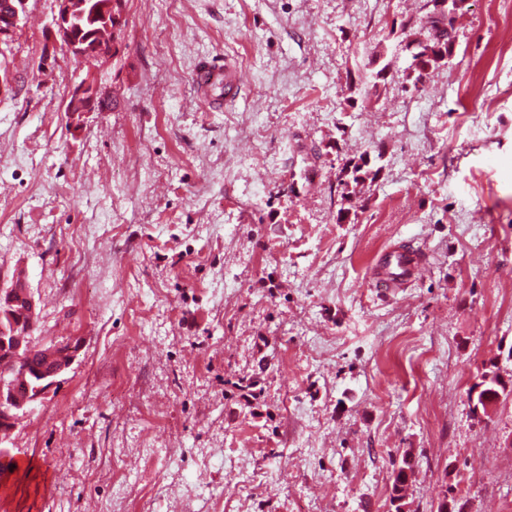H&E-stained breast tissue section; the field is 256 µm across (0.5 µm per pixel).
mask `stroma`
<instances>
[{
    "mask_svg": "<svg viewBox=\"0 0 512 512\" xmlns=\"http://www.w3.org/2000/svg\"><path fill=\"white\" fill-rule=\"evenodd\" d=\"M426 2L125 0L112 105L76 121L85 67L29 0L0 45V289L34 293L35 342L82 346L0 444L34 464L0 512H512V396L466 398L512 376V0H467L408 91L392 25ZM203 61L236 70L222 107ZM396 242L423 267L388 292ZM378 171L370 167V158L367 153L359 156L357 161L351 162L345 171V179H340V184L344 186L341 199L350 201V197L356 195V188L364 184L367 180H373ZM475 387H481V391L476 395L475 401H473V411L477 414L478 409H480L483 415H487V405H496L501 396L506 397L512 394V379H510V386H508V383L501 378L497 371L482 372L480 382L474 387L469 388L466 393L469 401H471L470 392ZM485 395L488 397L487 403L482 400ZM414 476V465L410 451H404L401 459V464L398 468L394 469L392 484H391V498L393 502L400 503L406 494L409 482Z\"/></svg>",
    "mask_w": 512,
    "mask_h": 512,
    "instance_id": "stroma-1",
    "label": "stroma"
}]
</instances>
